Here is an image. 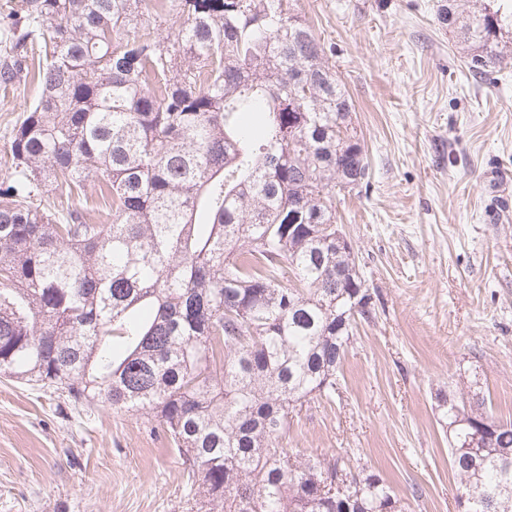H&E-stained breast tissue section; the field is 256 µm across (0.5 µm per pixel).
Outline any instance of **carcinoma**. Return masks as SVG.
Returning <instances> with one entry per match:
<instances>
[{
    "label": "carcinoma",
    "mask_w": 512,
    "mask_h": 512,
    "mask_svg": "<svg viewBox=\"0 0 512 512\" xmlns=\"http://www.w3.org/2000/svg\"><path fill=\"white\" fill-rule=\"evenodd\" d=\"M437 20L485 73L512 0ZM0 55V91L34 90L0 179V375L156 423L194 512H345L338 469L351 512H405L377 474L281 443L377 314L351 311L331 239L367 152L292 0H6ZM89 188L107 208L72 205ZM444 404L459 493L512 512V422L472 390Z\"/></svg>",
    "instance_id": "1"
}]
</instances>
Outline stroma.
Listing matches in <instances>:
<instances>
[{"instance_id":"stroma-1","label":"stroma","mask_w":512,"mask_h":512,"mask_svg":"<svg viewBox=\"0 0 512 512\" xmlns=\"http://www.w3.org/2000/svg\"><path fill=\"white\" fill-rule=\"evenodd\" d=\"M439 3L294 2L355 105L371 178L337 223L378 311L282 444L376 472L407 512H460L441 396L478 383L512 422V57L468 75ZM188 493L139 415L0 378V512H189Z\"/></svg>"}]
</instances>
